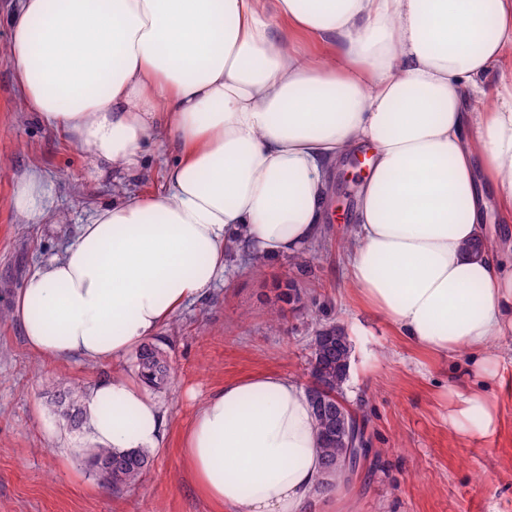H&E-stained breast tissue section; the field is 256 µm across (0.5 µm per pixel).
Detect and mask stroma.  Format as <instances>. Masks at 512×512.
<instances>
[{"mask_svg": "<svg viewBox=\"0 0 512 512\" xmlns=\"http://www.w3.org/2000/svg\"><path fill=\"white\" fill-rule=\"evenodd\" d=\"M145 162L142 176L115 169L91 177L80 148L24 111L0 50V310H11L33 267L60 255L117 187L141 194L161 188L160 163L152 155ZM34 170L49 188L36 224L14 206L17 184ZM362 181L350 167L333 174L331 218L313 251L272 262L259 274L230 255L227 284L157 331L154 342L173 365L170 385L153 394L167 415V433L152 452L150 473L120 492L87 464L97 446L89 429H70L49 404L54 384L86 389L118 372L136 375L135 354L46 361L27 347L17 319L0 321V512H209L179 453L203 400L224 382L257 371L309 383L312 338L330 324L344 327L350 339L343 396L366 420L371 439L369 458L349 481L354 512H512V336L503 340L499 374L488 384L498 409L494 434L460 437L448 422V391L471 383L465 359L422 358L346 288L342 240ZM289 281L301 303L283 304ZM279 307L285 317L274 331L268 315Z\"/></svg>", "mask_w": 512, "mask_h": 512, "instance_id": "obj_1", "label": "stroma"}]
</instances>
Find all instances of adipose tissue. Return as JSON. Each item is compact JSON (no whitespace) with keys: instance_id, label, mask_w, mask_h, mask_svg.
Returning a JSON list of instances; mask_svg holds the SVG:
<instances>
[{"instance_id":"1","label":"adipose tissue","mask_w":512,"mask_h":512,"mask_svg":"<svg viewBox=\"0 0 512 512\" xmlns=\"http://www.w3.org/2000/svg\"><path fill=\"white\" fill-rule=\"evenodd\" d=\"M6 52L25 111L105 166L164 184L120 193L63 254L36 265L12 314L44 360H116L225 282L233 249L262 264L309 250L329 174L371 148L345 240L347 287L433 358L496 375L512 335V0H18ZM40 172L15 206L44 213ZM448 420L487 436L486 391L449 394ZM108 448H159L166 417L121 374L84 395ZM213 512H351L318 447L306 387L257 372L210 393L183 439Z\"/></svg>"}]
</instances>
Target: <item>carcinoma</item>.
I'll list each match as a JSON object with an SVG mask.
<instances>
[{"label": "carcinoma", "mask_w": 512, "mask_h": 512, "mask_svg": "<svg viewBox=\"0 0 512 512\" xmlns=\"http://www.w3.org/2000/svg\"><path fill=\"white\" fill-rule=\"evenodd\" d=\"M351 343L345 331L336 325L319 329L312 340L309 361L311 385L308 387L324 462L331 470H340L344 465L348 435L341 429L346 421L352 427H360L357 416L346 405L342 397L343 385L348 377ZM138 376L150 388H161L169 382L171 365L168 357L155 344L143 345L136 356ZM81 387L77 384L54 385L51 406L74 430L85 423L80 404ZM153 456L145 448L99 447L90 456V466L112 490L119 492L140 481L151 470Z\"/></svg>", "instance_id": "cac0c4a2"}]
</instances>
